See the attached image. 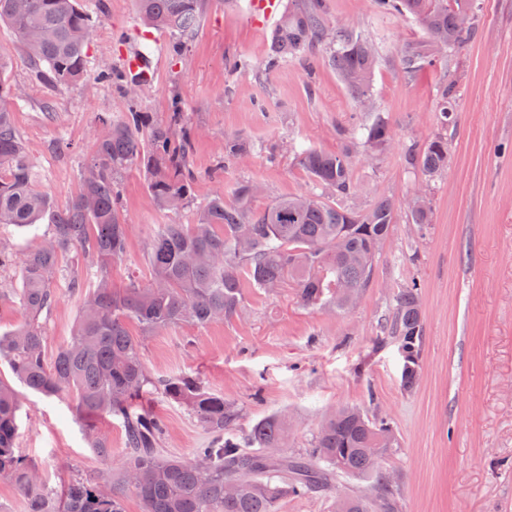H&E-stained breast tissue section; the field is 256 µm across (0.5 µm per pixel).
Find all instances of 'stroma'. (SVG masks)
I'll return each mask as SVG.
<instances>
[{"label": "stroma", "instance_id": "1", "mask_svg": "<svg viewBox=\"0 0 512 512\" xmlns=\"http://www.w3.org/2000/svg\"><path fill=\"white\" fill-rule=\"evenodd\" d=\"M246 2L208 0L183 63L144 39L135 0H88V78L66 89L35 78L13 30L1 23L6 75L26 95L14 121L40 188L66 205L79 190V163L105 122L133 106L154 121L165 120L176 96L197 131L192 161L198 202L219 191L232 202L243 180L263 187L252 203L256 212L308 190L310 179L294 164L290 144L339 150L348 129L369 116L329 65L326 47L265 73L271 31L251 22ZM477 4L467 45L451 60L410 76L399 50L425 38L412 17L377 13L373 0H327L331 21L382 45L371 94L376 111L397 133L395 144L376 159L354 149L351 203L367 206L383 194L407 202L422 178L407 168L404 146L421 148L447 134L448 169L432 184L428 232L419 234L406 216H398L353 308L307 309L293 289L249 288L232 319L156 332L143 349L151 375L192 374L223 395L235 414L236 433L262 418L288 415L283 450L292 456L311 447L321 419L337 407L359 405L390 418L400 446L382 464L400 477L402 512H512V0ZM137 50L149 54L156 78L133 104L96 74ZM237 55L252 60L251 72L229 70V59ZM444 84L454 87L457 114L455 126L446 130L437 120V91ZM238 136L278 150L225 160V140ZM119 193L131 231L124 259L111 272L117 289L132 275L148 281L145 254L155 225L194 219L188 210L176 216L160 212L143 170L127 171ZM48 232L44 223L0 230V245L15 261L0 272L2 334L23 319L12 297L21 285L18 263ZM414 280L421 285L425 336L420 377L407 393L400 386L403 359L384 325L395 292ZM58 289L46 325L51 355L69 340L79 309L67 284ZM20 395L19 452L50 487L62 488L106 464L120 469L126 448L119 418L97 422L112 448L105 463L92 450L69 397L47 398L25 388ZM150 402L163 422L161 446L168 454L189 458L206 446L205 431L185 407L157 393Z\"/></svg>", "mask_w": 512, "mask_h": 512}]
</instances>
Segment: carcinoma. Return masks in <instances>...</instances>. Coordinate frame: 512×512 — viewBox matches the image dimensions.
I'll return each mask as SVG.
<instances>
[{
    "label": "carcinoma",
    "instance_id": "carcinoma-1",
    "mask_svg": "<svg viewBox=\"0 0 512 512\" xmlns=\"http://www.w3.org/2000/svg\"><path fill=\"white\" fill-rule=\"evenodd\" d=\"M207 0H136L141 22L172 38L179 60L187 58L188 41L200 25ZM379 13L412 16L426 35L421 43L400 50L406 72L431 67L451 57L471 39L475 0H374ZM0 22L15 31L38 79L68 88L88 75L91 14L81 0H0ZM325 44L341 81L363 108L371 102V80L379 46L356 37L326 18L325 0H293L271 33L264 71L274 72L288 56ZM0 51V229L30 227L46 219L50 232L40 248L22 262L21 288L16 292L23 322L0 335V362L25 388L47 397L67 395L79 416H116L126 431V459L120 472L110 469L69 481L58 494L46 485L17 448L15 388L0 376V480L12 482L25 499L28 512H124L131 490L143 512H278L282 501L298 499L335 487L339 480L372 479L368 492L340 496L338 512H401L400 487L386 479L382 457L399 447L391 423L370 417L361 408L344 406L326 417L312 448L288 456L277 448L285 418L265 417L238 438L233 411L224 396L210 391L193 376L155 379L143 361L148 335L187 322L206 327L238 314L244 289L269 291L293 282L302 306L346 309L372 279L380 245L395 223L399 206L389 195L365 208L354 207L355 193L349 146L336 152L308 147L294 152L297 165L312 188L283 197L255 212L257 184L238 183L234 201L217 193L195 204V174L190 165L191 128L178 96L167 119L150 120L146 112H128L98 134L91 155L84 159L81 184L71 201L59 207L37 184V173L15 126L7 102L22 93L5 77ZM97 79L112 82L136 99L142 89L125 67L100 70ZM441 128L456 123L448 86L438 92ZM362 136L371 154L395 143L387 119L376 114L358 124L351 139ZM262 150L249 139L224 142V156L244 159ZM408 166L431 183L448 168V138L439 134L417 152L406 150ZM136 167L148 177L147 187L158 209L176 214L195 208L192 224H158L147 250V284L128 278L126 287L112 288L110 271L126 254L129 224L119 208L118 180ZM410 222L425 230L432 209L423 189L408 203ZM74 252L90 261L85 270L66 267L63 255ZM65 280L78 298L73 334L46 358L45 319ZM417 283L393 297L390 336L404 360L401 386L410 391L420 374L424 320ZM141 328L130 334L128 324ZM184 406L209 434V447L191 459L160 448L163 424L138 400L149 388ZM91 448L109 461L112 448L97 428L87 427Z\"/></svg>",
    "mask_w": 512,
    "mask_h": 512
}]
</instances>
